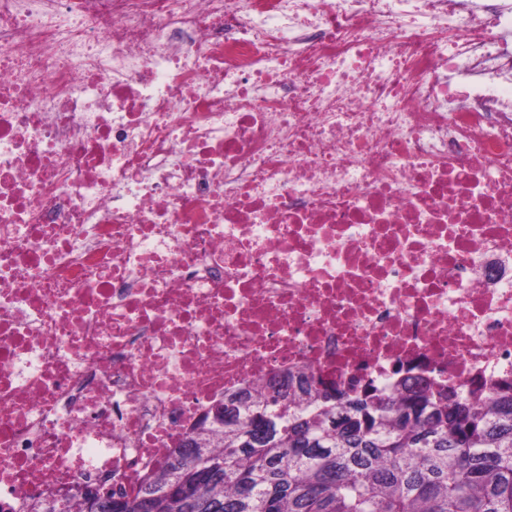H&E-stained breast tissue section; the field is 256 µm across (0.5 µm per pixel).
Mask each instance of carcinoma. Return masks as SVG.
I'll list each match as a JSON object with an SVG mask.
<instances>
[{
  "label": "carcinoma",
  "instance_id": "cac0c4a2",
  "mask_svg": "<svg viewBox=\"0 0 512 512\" xmlns=\"http://www.w3.org/2000/svg\"><path fill=\"white\" fill-rule=\"evenodd\" d=\"M194 438L99 512H512V387L475 404L427 383L350 396L308 375L224 398Z\"/></svg>",
  "mask_w": 512,
  "mask_h": 512
}]
</instances>
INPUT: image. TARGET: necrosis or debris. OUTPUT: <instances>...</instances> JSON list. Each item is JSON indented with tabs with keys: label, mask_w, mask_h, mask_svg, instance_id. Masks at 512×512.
<instances>
[{
	"label": "necrosis or debris",
	"mask_w": 512,
	"mask_h": 512,
	"mask_svg": "<svg viewBox=\"0 0 512 512\" xmlns=\"http://www.w3.org/2000/svg\"><path fill=\"white\" fill-rule=\"evenodd\" d=\"M297 372L512 385V0H0V512Z\"/></svg>",
	"instance_id": "necrosis-or-debris-1"
}]
</instances>
